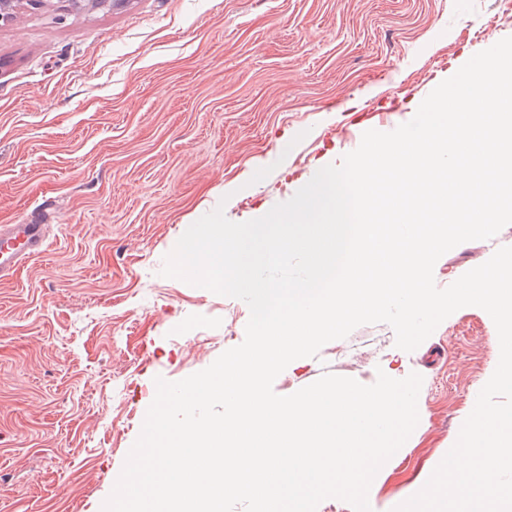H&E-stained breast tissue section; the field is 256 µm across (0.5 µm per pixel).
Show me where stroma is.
<instances>
[{"instance_id": "stroma-1", "label": "stroma", "mask_w": 512, "mask_h": 512, "mask_svg": "<svg viewBox=\"0 0 512 512\" xmlns=\"http://www.w3.org/2000/svg\"><path fill=\"white\" fill-rule=\"evenodd\" d=\"M488 32L512 36V0H51L0 21V225L48 227L45 253L0 278V512H101L156 378L243 342L244 301L160 274L185 225L290 200L364 132L410 121ZM503 246L512 224L451 249L439 287ZM488 323L463 307L405 353L423 378L417 443L374 478L372 512L447 454L497 352ZM395 340L358 326L273 389L376 380Z\"/></svg>"}]
</instances>
